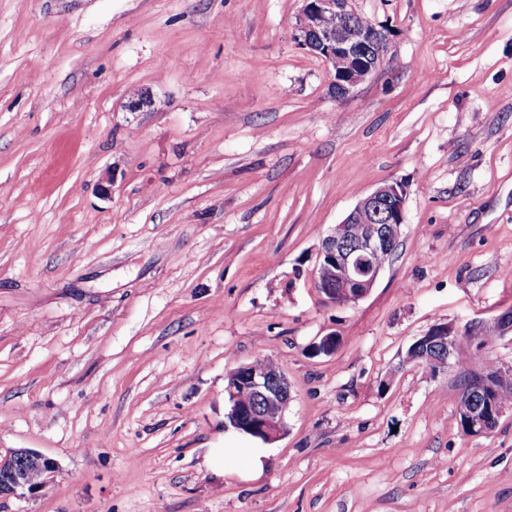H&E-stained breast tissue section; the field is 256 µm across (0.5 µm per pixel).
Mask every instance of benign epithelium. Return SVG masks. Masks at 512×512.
Returning <instances> with one entry per match:
<instances>
[{
  "label": "benign epithelium",
  "mask_w": 512,
  "mask_h": 512,
  "mask_svg": "<svg viewBox=\"0 0 512 512\" xmlns=\"http://www.w3.org/2000/svg\"><path fill=\"white\" fill-rule=\"evenodd\" d=\"M304 7L296 27V39L310 52L332 67L331 89L338 98L349 96L355 88L376 75L388 52L391 31L380 25L357 24L358 13L352 0H303ZM404 186L384 183L363 197L339 224L322 240L314 268L316 288L334 302H356L375 285L385 264L393 255L401 226L405 223ZM512 334V312L493 321L475 320L464 329L466 336H505ZM459 332L446 323L432 326L409 347L405 362L426 360L440 371L452 353L448 337ZM336 351V335L328 334L313 343L315 355ZM500 382L481 377L473 379L457 404L466 430L484 434L492 430L509 408L495 404ZM224 393L230 408L229 425L265 443H272L285 432L284 415L291 400L288 379L269 362H255L228 374ZM55 462L30 449H17L0 456V498L21 496L41 486L54 472ZM36 471L39 479L31 478Z\"/></svg>",
  "instance_id": "7a95c632"
}]
</instances>
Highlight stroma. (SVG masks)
I'll use <instances>...</instances> for the list:
<instances>
[{"label": "stroma", "instance_id": "obj_1", "mask_svg": "<svg viewBox=\"0 0 512 512\" xmlns=\"http://www.w3.org/2000/svg\"><path fill=\"white\" fill-rule=\"evenodd\" d=\"M302 6L0 0V453L56 464L0 512H512V413L457 421L471 347L404 361L512 309V0H354L393 36L343 99ZM385 182L396 252L331 302L321 242ZM258 360L267 445L224 425ZM448 336H462V334H459L448 323L432 326L423 336L411 344L404 360L405 363L419 364L421 360H427L436 367V371L444 370L453 355L448 349ZM429 348L436 352L441 351L443 354L440 356L436 354L428 355ZM224 393L229 425L237 432L272 443L285 432L284 415L291 400L288 379L269 362H255L230 372Z\"/></svg>", "mask_w": 512, "mask_h": 512}]
</instances>
